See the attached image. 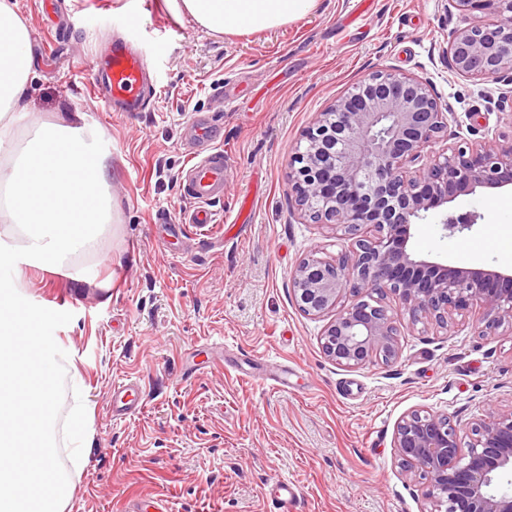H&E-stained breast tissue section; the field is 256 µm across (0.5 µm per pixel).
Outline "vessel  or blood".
I'll return each instance as SVG.
<instances>
[{"label":"vessel or blood","instance_id":"vessel-or-blood-1","mask_svg":"<svg viewBox=\"0 0 512 512\" xmlns=\"http://www.w3.org/2000/svg\"><path fill=\"white\" fill-rule=\"evenodd\" d=\"M93 85H105L107 102L114 111L134 114L146 105V81L149 60L145 52L133 49L129 44L118 43L104 61H92L90 65ZM188 195L195 206L187 214L186 223L200 228L216 223L214 202L224 196V151L210 148L208 154L193 161L186 170ZM270 499L276 512H295L300 502L296 485L289 480L276 484Z\"/></svg>","mask_w":512,"mask_h":512}]
</instances>
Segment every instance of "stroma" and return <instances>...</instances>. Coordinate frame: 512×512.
I'll return each instance as SVG.
<instances>
[{
	"label": "stroma",
	"mask_w": 512,
	"mask_h": 512,
	"mask_svg": "<svg viewBox=\"0 0 512 512\" xmlns=\"http://www.w3.org/2000/svg\"><path fill=\"white\" fill-rule=\"evenodd\" d=\"M18 2L34 54L18 130L77 116L112 143L114 221L95 248L70 255L74 277L54 279L33 258L19 268V306L49 315L57 339L52 441L73 484L64 512H155L160 500L170 512H269L284 477L303 512H432L422 480L397 463L396 424L425 409L464 430L512 403V337L403 316L396 361L346 369L328 360L324 322L298 310L291 273L306 255L336 256L342 242L301 220L288 171L317 113L381 69L432 84L454 114L449 145L512 134V81L453 75L442 57L462 15L448 0H320L279 29L221 35L176 17L166 0ZM121 39L154 66L148 105L133 117L92 96L90 61ZM193 113L224 149L220 233L155 223L192 205L183 179ZM448 209L474 212L472 232L417 221L413 256L505 268L512 187L477 189ZM262 366L264 383L254 375ZM283 372L287 386L273 385ZM120 382L143 409L117 419ZM79 402L92 437L75 463L69 421Z\"/></svg>",
	"instance_id": "stroma-1"
}]
</instances>
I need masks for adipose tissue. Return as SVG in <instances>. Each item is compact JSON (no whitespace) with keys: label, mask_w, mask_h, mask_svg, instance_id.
<instances>
[{"label":"adipose tissue","mask_w":512,"mask_h":512,"mask_svg":"<svg viewBox=\"0 0 512 512\" xmlns=\"http://www.w3.org/2000/svg\"><path fill=\"white\" fill-rule=\"evenodd\" d=\"M174 11L212 33L270 31L312 14L319 0H170ZM30 37L17 0H0V223L25 236L19 248L0 239V265L20 251L48 268L61 266L76 246L93 244L113 220L106 155L93 132L68 121L43 123L18 136L29 94ZM19 278L0 281V512H63L72 486L58 470L51 439L57 378L48 362L45 314L17 306ZM33 395L15 404L19 388ZM26 421L36 456L12 454L9 443Z\"/></svg>","instance_id":"obj_1"}]
</instances>
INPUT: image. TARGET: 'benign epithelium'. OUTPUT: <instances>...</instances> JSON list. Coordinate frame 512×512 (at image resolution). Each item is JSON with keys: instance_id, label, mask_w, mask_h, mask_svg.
Masks as SVG:
<instances>
[{"instance_id": "benign-epithelium-1", "label": "benign epithelium", "mask_w": 512, "mask_h": 512, "mask_svg": "<svg viewBox=\"0 0 512 512\" xmlns=\"http://www.w3.org/2000/svg\"><path fill=\"white\" fill-rule=\"evenodd\" d=\"M480 11L451 32L448 70L481 81L512 75V0H448ZM453 113L416 76L379 70L339 96L303 135L288 180L303 218L329 225L346 242L334 258L313 254L291 273L299 310L328 318L323 355L359 369L399 356L391 299L411 323L448 330L481 313L482 336L512 335V272L416 260L411 226L478 188L512 185V138H485L438 152ZM464 212L441 220L450 234L473 227ZM400 468L425 481L435 512H512V406L491 408L463 441L445 414L414 409L398 421Z\"/></svg>"}]
</instances>
